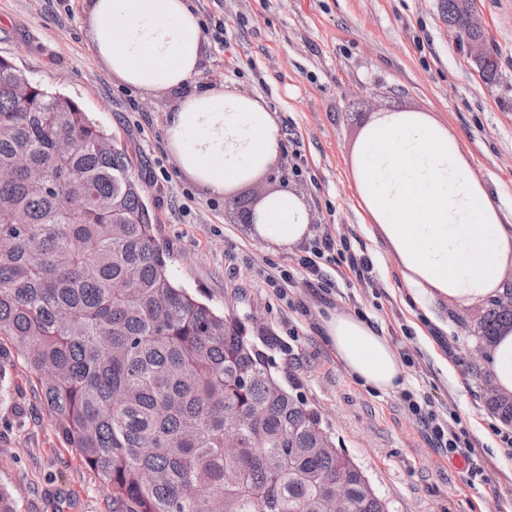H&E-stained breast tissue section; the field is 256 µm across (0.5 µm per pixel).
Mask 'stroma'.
I'll return each instance as SVG.
<instances>
[{
    "instance_id": "stroma-1",
    "label": "stroma",
    "mask_w": 512,
    "mask_h": 512,
    "mask_svg": "<svg viewBox=\"0 0 512 512\" xmlns=\"http://www.w3.org/2000/svg\"><path fill=\"white\" fill-rule=\"evenodd\" d=\"M204 59L186 93L224 86L262 100L283 150L251 185L288 191L311 230L283 249L255 237L241 206L180 172L166 146L179 93L125 87L94 54L85 0H0V57L73 98L130 156L147 187L168 271L216 312L237 320L284 387L318 412L337 448L363 469L392 512H512V422L495 403L483 308L436 305L447 330L410 313L395 259L359 203L354 151L375 111L423 112L459 139L475 176L512 224V0H477L486 42L501 61L486 83L459 51L443 0H193ZM223 42H216V29ZM348 241L372 264L368 278L339 251L319 259L328 289L295 274L323 238ZM370 322L398 348L404 386L358 384L321 334L328 311ZM435 412L468 443L449 454L428 441L420 411ZM0 489L14 512H112V497L57 431L39 384L0 340Z\"/></svg>"
}]
</instances>
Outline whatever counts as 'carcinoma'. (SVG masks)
Here are the masks:
<instances>
[{
  "instance_id": "carcinoma-1",
  "label": "carcinoma",
  "mask_w": 512,
  "mask_h": 512,
  "mask_svg": "<svg viewBox=\"0 0 512 512\" xmlns=\"http://www.w3.org/2000/svg\"><path fill=\"white\" fill-rule=\"evenodd\" d=\"M474 5L444 0L448 25L482 40ZM476 68L495 83L497 54ZM145 196L75 100L0 62V337L112 512H323L340 469L351 512H391L239 323L170 277ZM507 323L493 309L485 338Z\"/></svg>"
}]
</instances>
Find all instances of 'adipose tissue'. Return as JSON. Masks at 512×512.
Listing matches in <instances>:
<instances>
[{
    "label": "adipose tissue",
    "instance_id": "adipose-tissue-1",
    "mask_svg": "<svg viewBox=\"0 0 512 512\" xmlns=\"http://www.w3.org/2000/svg\"><path fill=\"white\" fill-rule=\"evenodd\" d=\"M86 34L98 58L125 85L182 91L167 117V145L181 171L212 195L250 181L282 149L264 102L224 87L185 93L204 41L191 0H88ZM359 201L395 258L411 302L469 308L505 295L512 225L501 223L458 140L421 112H378L356 147ZM253 232L287 249L310 231L307 209L288 192L269 194ZM322 332L346 371L381 392L401 387L404 365L387 336L359 317L332 311ZM497 392L512 396V330L487 360Z\"/></svg>",
    "mask_w": 512,
    "mask_h": 512
}]
</instances>
